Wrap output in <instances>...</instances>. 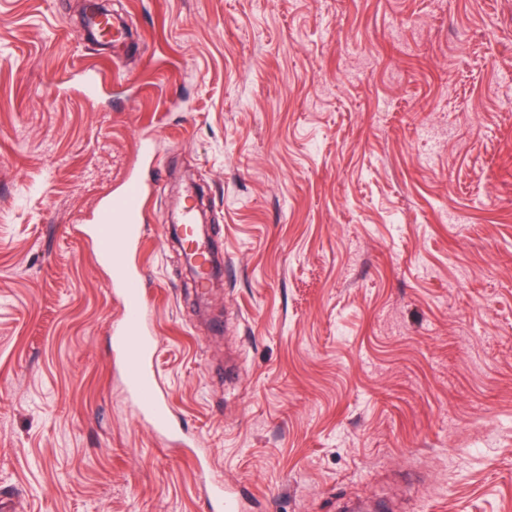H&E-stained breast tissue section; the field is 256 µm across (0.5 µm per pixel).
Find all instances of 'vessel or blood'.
I'll return each mask as SVG.
<instances>
[{
  "label": "vessel or blood",
  "instance_id": "obj_1",
  "mask_svg": "<svg viewBox=\"0 0 512 512\" xmlns=\"http://www.w3.org/2000/svg\"><path fill=\"white\" fill-rule=\"evenodd\" d=\"M87 22L102 39L118 43L126 36L121 24L109 23L100 14H89ZM152 190V183L141 175L129 176L119 191L100 203L86 233L97 244L99 262L110 268L111 286L121 301L112 342L126 394L155 435L175 439L179 428L158 372L159 339L146 297V273L131 260L145 236L143 205ZM197 467L211 512H245L244 496L236 486L211 476L209 457H199Z\"/></svg>",
  "mask_w": 512,
  "mask_h": 512
}]
</instances>
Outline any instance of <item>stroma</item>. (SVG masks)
Instances as JSON below:
<instances>
[{
	"instance_id": "1",
	"label": "stroma",
	"mask_w": 512,
	"mask_h": 512,
	"mask_svg": "<svg viewBox=\"0 0 512 512\" xmlns=\"http://www.w3.org/2000/svg\"><path fill=\"white\" fill-rule=\"evenodd\" d=\"M83 2L0 0L15 512H210L204 450L251 512H512V0H107L115 49ZM137 167L185 448L124 397L121 302L79 231ZM182 175L224 254L202 307L164 230ZM87 22L99 37L113 43L121 42L127 35L121 24L113 21L111 26L104 16L97 13H89Z\"/></svg>"
}]
</instances>
